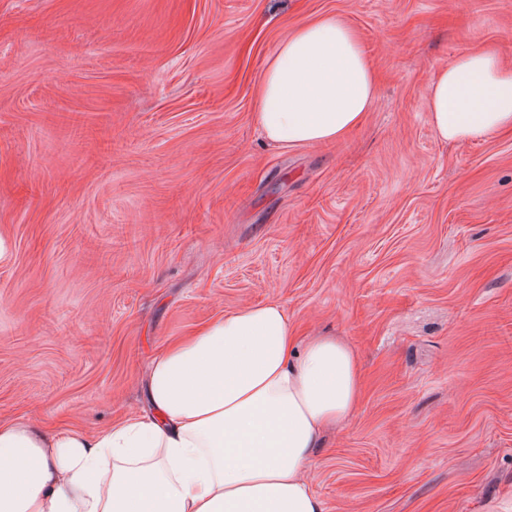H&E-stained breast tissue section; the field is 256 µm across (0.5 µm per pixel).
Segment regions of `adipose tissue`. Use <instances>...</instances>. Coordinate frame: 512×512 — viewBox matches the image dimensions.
I'll list each match as a JSON object with an SVG mask.
<instances>
[{
  "instance_id": "1",
  "label": "adipose tissue",
  "mask_w": 512,
  "mask_h": 512,
  "mask_svg": "<svg viewBox=\"0 0 512 512\" xmlns=\"http://www.w3.org/2000/svg\"><path fill=\"white\" fill-rule=\"evenodd\" d=\"M379 79L357 31L324 15L265 63L255 118L284 147L340 140L362 124ZM444 141L512 132V66L485 44L427 84ZM361 397L353 348L297 340L276 301L224 313L168 342L151 365L149 415L89 435L0 424V512H324L307 475L323 433Z\"/></svg>"
}]
</instances>
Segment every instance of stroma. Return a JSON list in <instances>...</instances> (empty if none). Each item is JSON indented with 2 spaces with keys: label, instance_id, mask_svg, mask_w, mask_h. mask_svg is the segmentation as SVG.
Segmentation results:
<instances>
[{
  "label": "stroma",
  "instance_id": "obj_1",
  "mask_svg": "<svg viewBox=\"0 0 512 512\" xmlns=\"http://www.w3.org/2000/svg\"><path fill=\"white\" fill-rule=\"evenodd\" d=\"M323 14L377 98L275 145L265 61ZM508 31L512 0H0V423L147 413L167 340L274 299L361 362L325 512H512V134L447 143L427 108Z\"/></svg>",
  "mask_w": 512,
  "mask_h": 512
}]
</instances>
